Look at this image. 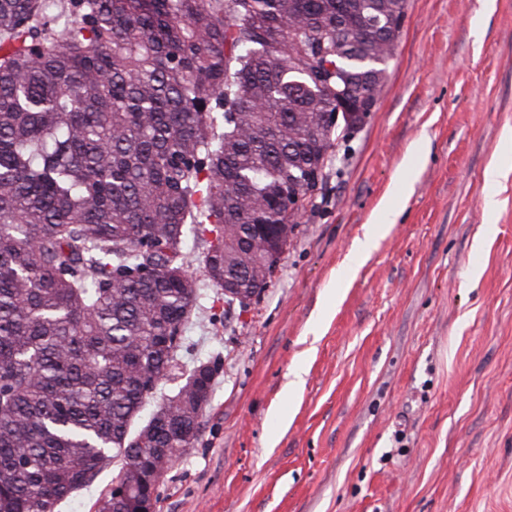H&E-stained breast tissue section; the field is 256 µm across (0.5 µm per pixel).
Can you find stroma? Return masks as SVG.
<instances>
[{
  "mask_svg": "<svg viewBox=\"0 0 512 512\" xmlns=\"http://www.w3.org/2000/svg\"><path fill=\"white\" fill-rule=\"evenodd\" d=\"M184 336L221 368L158 512H512V0H408L269 287L244 310L204 288ZM119 468L58 512H99ZM382 213L384 219H386L388 222L373 224V226L369 231H367L364 237L358 240L350 253L351 263H357L360 260L368 257L372 250L376 247L378 239L391 229L397 215V211L393 203L386 206Z\"/></svg>",
  "mask_w": 512,
  "mask_h": 512,
  "instance_id": "35a3bbf8",
  "label": "stroma"
}]
</instances>
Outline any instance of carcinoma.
<instances>
[{"label":"carcinoma","instance_id":"cac0c4a2","mask_svg":"<svg viewBox=\"0 0 512 512\" xmlns=\"http://www.w3.org/2000/svg\"><path fill=\"white\" fill-rule=\"evenodd\" d=\"M406 6L0 0V512H56L118 456L139 479L112 512L159 500L200 433L178 373L200 290H265L244 237L299 224L336 77L348 106L383 86Z\"/></svg>","mask_w":512,"mask_h":512}]
</instances>
